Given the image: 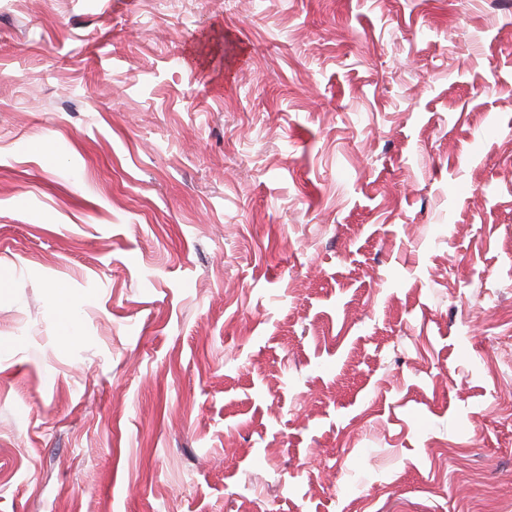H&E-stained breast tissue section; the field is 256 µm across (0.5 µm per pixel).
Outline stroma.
Instances as JSON below:
<instances>
[{"mask_svg": "<svg viewBox=\"0 0 512 512\" xmlns=\"http://www.w3.org/2000/svg\"><path fill=\"white\" fill-rule=\"evenodd\" d=\"M0 512H512V0H0Z\"/></svg>", "mask_w": 512, "mask_h": 512, "instance_id": "35a3bbf8", "label": "stroma"}]
</instances>
